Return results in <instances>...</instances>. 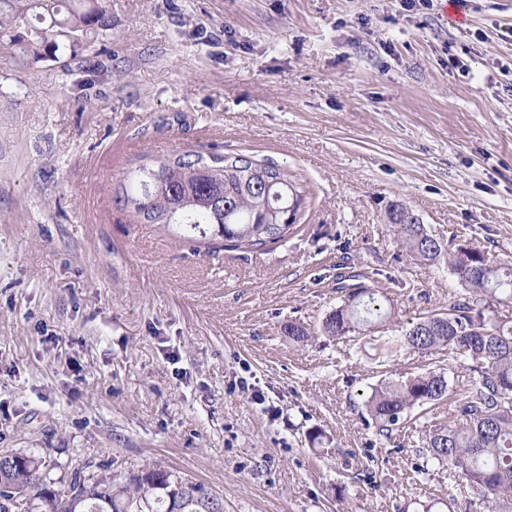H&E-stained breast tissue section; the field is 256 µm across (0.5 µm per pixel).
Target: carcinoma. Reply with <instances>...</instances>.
<instances>
[{"label": "carcinoma", "mask_w": 512, "mask_h": 512, "mask_svg": "<svg viewBox=\"0 0 512 512\" xmlns=\"http://www.w3.org/2000/svg\"><path fill=\"white\" fill-rule=\"evenodd\" d=\"M24 27V51L58 58L83 38L112 28L105 0H0V31ZM119 184L114 201L140 224L179 226L186 237L221 241L224 251L265 253L284 242L307 203V189L292 173L243 155L173 153L142 165ZM390 231L411 258L434 265L444 259L460 289L440 311L401 324L394 303L365 274L336 275L339 301L316 326L290 321L288 337L305 343L316 335L375 343L383 357L432 350L448 353V368H463L460 399L448 424L424 430L426 459L448 469L473 512H512V256L492 261L468 239L443 241L401 203L389 207ZM398 336L383 337L384 331ZM446 368V369H448ZM446 369L425 370L380 383L367 402L378 440L448 399ZM52 492L56 502L42 499ZM224 512V497L172 471L147 468L118 481L77 467L65 490L48 480L42 458L31 463L0 458V512Z\"/></svg>", "instance_id": "obj_1"}]
</instances>
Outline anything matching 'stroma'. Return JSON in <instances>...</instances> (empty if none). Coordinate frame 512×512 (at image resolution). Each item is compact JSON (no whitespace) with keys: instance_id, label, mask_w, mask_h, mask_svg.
I'll return each mask as SVG.
<instances>
[{"instance_id":"35a3bbf8","label":"stroma","mask_w":512,"mask_h":512,"mask_svg":"<svg viewBox=\"0 0 512 512\" xmlns=\"http://www.w3.org/2000/svg\"><path fill=\"white\" fill-rule=\"evenodd\" d=\"M112 28L37 60L0 37V449L129 479L160 467L224 512H448L419 454L453 401L376 438L369 344L302 345L337 264L393 277L400 322L458 288L401 255L400 202L438 238L512 253V0H110ZM242 154L310 188L299 232L212 251L113 200L142 156ZM324 431L311 443V430ZM426 473H419V466Z\"/></svg>"}]
</instances>
